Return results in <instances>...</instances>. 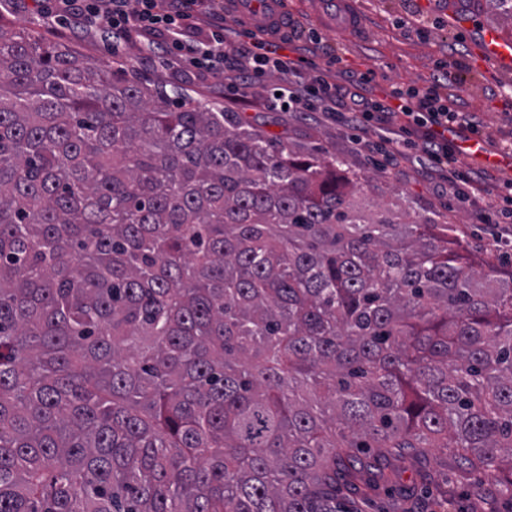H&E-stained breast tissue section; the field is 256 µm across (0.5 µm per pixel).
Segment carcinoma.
<instances>
[{"label":"carcinoma","mask_w":512,"mask_h":512,"mask_svg":"<svg viewBox=\"0 0 512 512\" xmlns=\"http://www.w3.org/2000/svg\"><path fill=\"white\" fill-rule=\"evenodd\" d=\"M344 163L0 24V512H340L354 448L512 491V270Z\"/></svg>","instance_id":"carcinoma-1"}]
</instances>
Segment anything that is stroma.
I'll list each match as a JSON object with an SVG mask.
<instances>
[{
	"label": "stroma",
	"instance_id": "obj_1",
	"mask_svg": "<svg viewBox=\"0 0 512 512\" xmlns=\"http://www.w3.org/2000/svg\"><path fill=\"white\" fill-rule=\"evenodd\" d=\"M289 18L318 40L296 44V57L305 74L321 73L337 82L348 76L372 71L371 87L376 95L392 89L430 85L438 70L447 69L451 80L442 88L459 109L483 123L481 133L493 151L512 147V101L504 95L505 83L472 63L475 53L470 33L449 27L444 0H357L363 20L360 33L343 36L335 4L321 0H280ZM128 60V77L167 89L182 88L198 101L235 113L264 132L304 149L326 151L342 158L359 174L362 200L371 210L392 204H411L418 211L441 217L460 231L461 243L476 264L500 268L512 266V255L486 253L496 233L470 210L460 209L443 183L423 180L421 148L407 152L398 167L384 172L357 143L358 130L326 119L323 113L270 110L265 101L279 77L246 88L243 102L224 98L218 79L202 76L188 61L172 60L160 69L144 58L138 43L122 54ZM376 449L363 448L359 459L366 470L357 485L344 488V499L354 501L358 512H512V495L496 477L473 472L449 449L433 448L419 460L391 461L389 480L378 479L369 465Z\"/></svg>",
	"mask_w": 512,
	"mask_h": 512
}]
</instances>
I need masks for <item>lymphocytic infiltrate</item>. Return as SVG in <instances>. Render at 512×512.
Returning a JSON list of instances; mask_svg holds the SVG:
<instances>
[{
    "label": "lymphocytic infiltrate",
    "instance_id": "f902f5d3",
    "mask_svg": "<svg viewBox=\"0 0 512 512\" xmlns=\"http://www.w3.org/2000/svg\"><path fill=\"white\" fill-rule=\"evenodd\" d=\"M33 2L46 22L47 32L54 35L74 25L87 31L108 30L116 39L135 32L149 37L193 30L198 23H207L209 30L204 38L185 45L184 51L197 69L224 79L230 90L275 73L287 76L297 70L294 60L264 41L227 43L223 14L204 10L205 0H59L55 9L45 6L44 0ZM369 82L364 75L347 88L326 76L309 75L279 85L273 102L291 112L318 110L331 120H348L365 135L384 131V157L390 166L397 163L412 137L422 134L433 167L443 173L449 189L456 191L458 202L478 210L482 223L497 225V246L512 247V178L503 180L494 191H486L477 180L464 178L457 171L455 154L448 144L447 131L452 126L479 134L475 116L460 111L454 100L441 96L435 84L423 89H395L377 99L365 92Z\"/></svg>",
    "mask_w": 512,
    "mask_h": 512
}]
</instances>
